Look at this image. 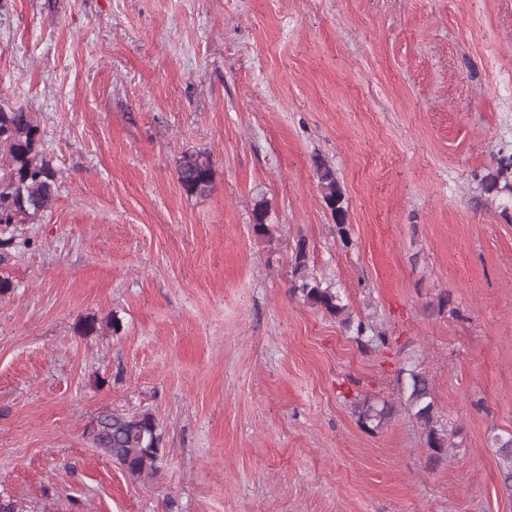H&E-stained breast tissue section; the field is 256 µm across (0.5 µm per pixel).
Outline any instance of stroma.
<instances>
[{"label": "stroma", "instance_id": "obj_1", "mask_svg": "<svg viewBox=\"0 0 512 512\" xmlns=\"http://www.w3.org/2000/svg\"><path fill=\"white\" fill-rule=\"evenodd\" d=\"M0 105L57 200L0 248V496L29 512H512V0H0ZM213 156L206 196L176 174ZM349 205L350 244L315 161ZM264 203L273 241L257 238ZM354 331L291 291L292 252ZM448 297L440 306V297ZM121 328L84 337L86 316ZM429 375L445 458L356 399ZM152 413L135 481L85 436ZM176 172L187 196H204L214 186L213 158L208 151H185L177 161ZM508 166L512 168V159ZM508 166L501 164L496 170L488 171L481 179L483 190L487 194L493 193L494 191H496V193L501 192L499 185L501 181H504L505 184L502 188L508 190L510 196L503 199L501 204L503 213L508 212L509 209L512 210V172L508 175ZM316 173L324 205L330 211L336 226V234L340 241L347 245L350 242L347 228L349 205L336 177V172L324 162L316 161ZM354 407L360 422L372 430L380 429L388 424L396 411L393 402L388 400L373 401L368 397L356 403Z\"/></svg>", "mask_w": 512, "mask_h": 512}]
</instances>
